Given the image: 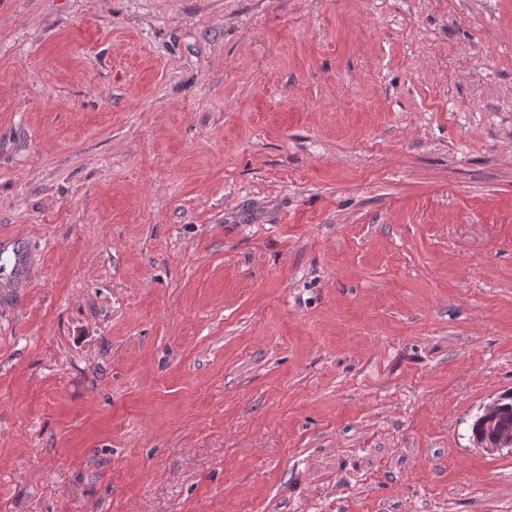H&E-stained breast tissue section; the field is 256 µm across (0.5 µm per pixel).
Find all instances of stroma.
I'll return each mask as SVG.
<instances>
[{"instance_id": "obj_1", "label": "stroma", "mask_w": 512, "mask_h": 512, "mask_svg": "<svg viewBox=\"0 0 512 512\" xmlns=\"http://www.w3.org/2000/svg\"><path fill=\"white\" fill-rule=\"evenodd\" d=\"M0 512H512V0H0ZM505 397L506 398L501 402L497 414V398L482 407L480 413L486 420H488V422L478 420V418L475 417L471 424L472 438L480 437L486 441H490L499 430L504 428L512 429V394L510 396L505 394ZM494 417L495 420L493 422H489V420ZM510 430L500 433L492 445H485L480 442H477L474 445L490 454L500 453L505 449L507 452L512 453V431Z\"/></svg>"}]
</instances>
